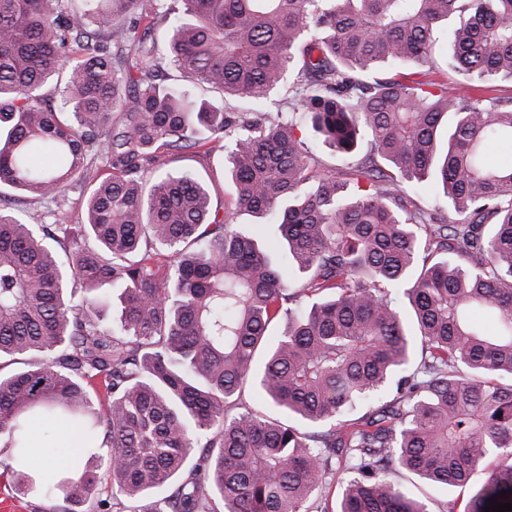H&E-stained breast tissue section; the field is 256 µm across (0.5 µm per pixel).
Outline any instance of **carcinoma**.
<instances>
[{
  "label": "carcinoma",
  "mask_w": 512,
  "mask_h": 512,
  "mask_svg": "<svg viewBox=\"0 0 512 512\" xmlns=\"http://www.w3.org/2000/svg\"><path fill=\"white\" fill-rule=\"evenodd\" d=\"M453 16L448 68L512 80V0H0V202L88 186L81 224L0 205V359L41 357L0 372V477L49 512L104 483L115 512H429L400 469L469 490L463 512L512 503V465L475 480L512 457V163L490 153L512 96L433 77ZM163 19L180 83H158ZM292 69V111L345 169L259 111ZM196 147L224 155L286 265L200 179L148 169ZM427 183L448 207L415 203ZM249 381L288 422L243 404ZM35 423L75 429L65 472L33 469Z\"/></svg>",
  "instance_id": "1"
}]
</instances>
